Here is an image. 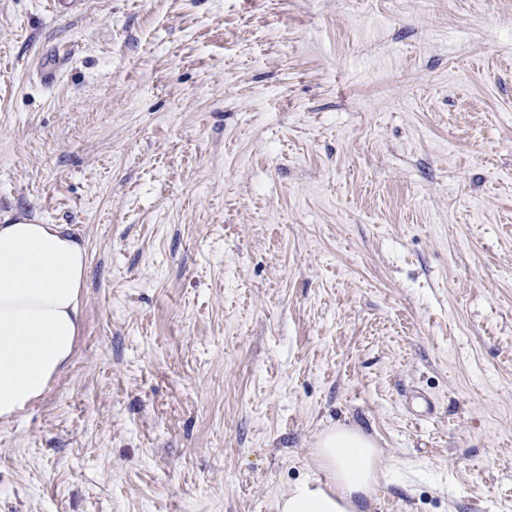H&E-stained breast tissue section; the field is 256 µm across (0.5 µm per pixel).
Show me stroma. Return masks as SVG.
Listing matches in <instances>:
<instances>
[{
  "label": "stroma",
  "mask_w": 512,
  "mask_h": 512,
  "mask_svg": "<svg viewBox=\"0 0 512 512\" xmlns=\"http://www.w3.org/2000/svg\"><path fill=\"white\" fill-rule=\"evenodd\" d=\"M87 248L0 512H512V0H0V224ZM314 453L329 485H294L282 496L280 511L367 512L361 511V502L373 492L381 469L374 440L357 428L336 426L319 435Z\"/></svg>",
  "instance_id": "35a3bbf8"
}]
</instances>
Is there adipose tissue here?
Returning <instances> with one entry per match:
<instances>
[{
  "mask_svg": "<svg viewBox=\"0 0 512 512\" xmlns=\"http://www.w3.org/2000/svg\"><path fill=\"white\" fill-rule=\"evenodd\" d=\"M86 249L65 224H0V421L40 399L69 365L83 329ZM315 459L327 487L294 485L280 512H361L380 475L376 443L361 430L322 432Z\"/></svg>",
  "mask_w": 512,
  "mask_h": 512,
  "instance_id": "obj_1",
  "label": "adipose tissue"
}]
</instances>
